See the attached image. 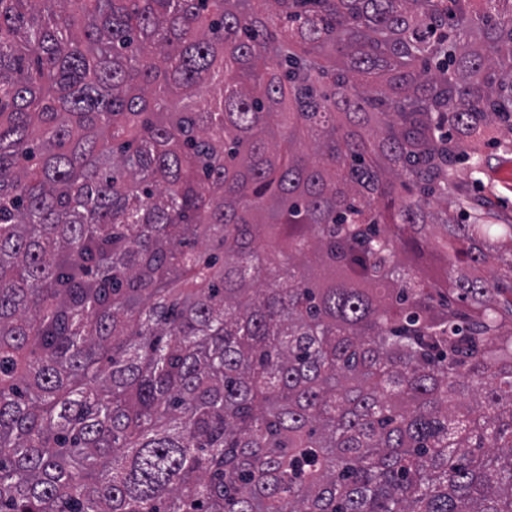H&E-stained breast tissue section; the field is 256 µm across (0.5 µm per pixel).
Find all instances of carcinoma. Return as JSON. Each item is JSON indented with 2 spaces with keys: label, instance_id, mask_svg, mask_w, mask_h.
<instances>
[{
  "label": "carcinoma",
  "instance_id": "obj_1",
  "mask_svg": "<svg viewBox=\"0 0 512 512\" xmlns=\"http://www.w3.org/2000/svg\"><path fill=\"white\" fill-rule=\"evenodd\" d=\"M493 129L512 0H0V512H512ZM488 138L481 168L461 185L460 192L476 198L480 209L493 214L489 224H512V147L504 150L498 143H512V133L498 131Z\"/></svg>",
  "mask_w": 512,
  "mask_h": 512
}]
</instances>
